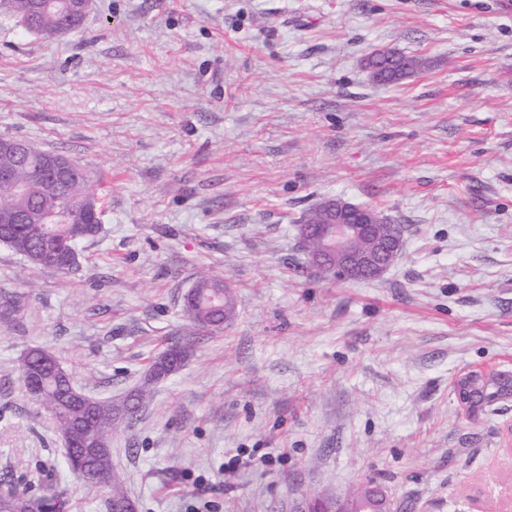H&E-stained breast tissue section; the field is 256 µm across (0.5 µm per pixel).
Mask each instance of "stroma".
Returning <instances> with one entry per match:
<instances>
[{"instance_id":"stroma-1","label":"stroma","mask_w":512,"mask_h":512,"mask_svg":"<svg viewBox=\"0 0 512 512\" xmlns=\"http://www.w3.org/2000/svg\"><path fill=\"white\" fill-rule=\"evenodd\" d=\"M421 58L395 83L378 50ZM0 137L79 162L104 196L79 267L0 244V488H80L20 380L31 348L120 399L171 343L183 365L115 428L138 512H290L384 485L397 512L512 503V400L468 417L454 381L512 371V9L503 0H93L48 40L0 17ZM403 228L380 277L311 267L328 198ZM227 279L236 316L183 296ZM215 278L221 277L210 273H200L195 280V284H197L198 288H204L201 292V298L194 304H188L183 300V309L190 320H192L199 329L220 332L224 330V324L223 326H215L216 321L213 320V318H216L217 315H222L225 323L230 313L231 299L233 296L228 290L230 287L226 282H224V287L222 283H217L213 288L217 290L224 288V292H222L218 299H213L208 288H212L211 282Z\"/></svg>"}]
</instances>
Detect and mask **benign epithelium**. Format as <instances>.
<instances>
[{"label":"benign epithelium","instance_id":"benign-epithelium-1","mask_svg":"<svg viewBox=\"0 0 512 512\" xmlns=\"http://www.w3.org/2000/svg\"><path fill=\"white\" fill-rule=\"evenodd\" d=\"M0 152L23 156L30 152V145L20 139L0 138ZM73 159L52 153L45 160L44 168L53 177H66L75 170ZM327 217L321 224L297 225L300 241L318 239L321 248L307 250L310 265L323 272L337 274L350 280L377 278L396 260L402 250V236L399 231L383 235L378 232L381 217L377 210L349 203L341 198L326 201ZM85 221L73 225V237H85L88 224L102 223V212L97 201L91 199L85 205ZM53 217L37 212L22 213L14 210H0V242L12 243L10 227L15 224H51ZM32 261L52 269H73L78 261V253L57 254L47 249L34 250L29 254ZM42 364L51 368L60 379L69 382L66 395L71 404L90 399L75 384L72 377L58 364L54 356L46 350L39 351ZM22 378L27 389L38 394L43 385L42 377L35 372L26 359ZM483 375L481 371H471L459 376L455 382L456 399L465 413L469 410V392L473 380ZM67 459L76 470L92 478L97 483L112 478V441L92 428L74 429L62 437ZM393 502L385 490L372 481H365L358 498L325 497L317 501L309 495L296 505L295 512H392Z\"/></svg>","mask_w":512,"mask_h":512}]
</instances>
